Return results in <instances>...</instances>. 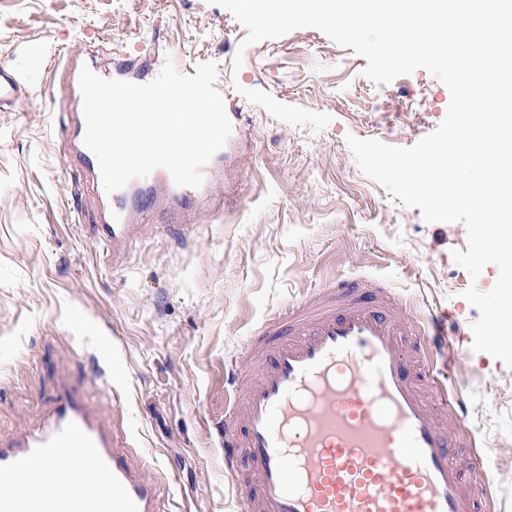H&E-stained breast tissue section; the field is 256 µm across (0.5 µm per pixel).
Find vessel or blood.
<instances>
[{
  "label": "vessel or blood",
  "mask_w": 512,
  "mask_h": 512,
  "mask_svg": "<svg viewBox=\"0 0 512 512\" xmlns=\"http://www.w3.org/2000/svg\"><path fill=\"white\" fill-rule=\"evenodd\" d=\"M53 127L72 145L70 164L101 185L83 114L54 112ZM222 159L201 166L197 188L158 168L106 195L99 232L113 260L158 197L175 224L189 208L221 207L213 181ZM446 336L445 318L414 322L390 288L362 278L336 280L318 299L268 320L232 366L240 396L224 414V469L240 482L241 512H493L482 474L466 476L457 462L473 437L434 360L447 352ZM65 447L90 449L86 481L106 479L117 496L96 493L76 505L54 494L23 508L18 479L50 466ZM155 510L152 481L125 464L109 427L68 379L39 433L0 443V512Z\"/></svg>",
  "instance_id": "obj_1"
}]
</instances>
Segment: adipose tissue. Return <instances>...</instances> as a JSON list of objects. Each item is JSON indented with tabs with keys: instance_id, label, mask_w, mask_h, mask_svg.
<instances>
[{
	"instance_id": "adipose-tissue-1",
	"label": "adipose tissue",
	"mask_w": 512,
	"mask_h": 512,
	"mask_svg": "<svg viewBox=\"0 0 512 512\" xmlns=\"http://www.w3.org/2000/svg\"><path fill=\"white\" fill-rule=\"evenodd\" d=\"M92 465L93 459L87 449H55L53 463L38 475L22 477L14 492L23 499L39 498L52 493L80 498L89 491L82 475Z\"/></svg>"
}]
</instances>
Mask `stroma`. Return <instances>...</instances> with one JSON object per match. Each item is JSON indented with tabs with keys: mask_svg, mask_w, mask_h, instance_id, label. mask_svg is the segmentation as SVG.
Returning a JSON list of instances; mask_svg holds the SVG:
<instances>
[{
	"mask_svg": "<svg viewBox=\"0 0 512 512\" xmlns=\"http://www.w3.org/2000/svg\"><path fill=\"white\" fill-rule=\"evenodd\" d=\"M247 35L208 0H0V63L18 65L33 42L45 53L16 105L0 108V440L40 430L64 376L154 482L157 512H240L217 433L231 392L225 363L243 359L287 305L340 277L379 279L411 317L447 316L460 355L449 383L512 512V368L473 351L479 312L462 296L490 291L499 269L470 279L451 255L466 247L465 225L403 206L360 171L346 141L415 145L445 118L448 89L424 68L376 84L365 58L315 28L246 48ZM56 50L87 51L104 69L129 59L136 84L168 62L184 75L215 63L233 126L217 169L223 212H186L174 230L157 207L112 263L101 193L82 188L46 112L63 81ZM246 88L332 121L319 132L290 125Z\"/></svg>",
	"mask_w": 512,
	"mask_h": 512,
	"instance_id": "stroma-1",
	"label": "stroma"
}]
</instances>
